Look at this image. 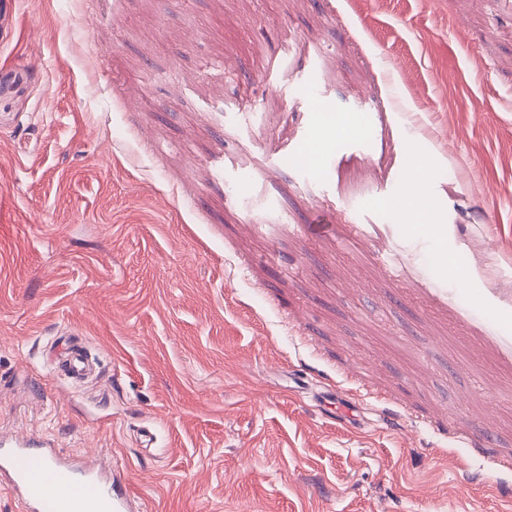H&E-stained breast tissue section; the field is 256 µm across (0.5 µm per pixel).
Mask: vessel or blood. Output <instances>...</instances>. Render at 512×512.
Wrapping results in <instances>:
<instances>
[{"instance_id": "b4317fda", "label": "vessel or blood", "mask_w": 512, "mask_h": 512, "mask_svg": "<svg viewBox=\"0 0 512 512\" xmlns=\"http://www.w3.org/2000/svg\"><path fill=\"white\" fill-rule=\"evenodd\" d=\"M35 444L30 436L0 437V473L9 476L23 512H127L126 494L97 468L35 451Z\"/></svg>"}]
</instances>
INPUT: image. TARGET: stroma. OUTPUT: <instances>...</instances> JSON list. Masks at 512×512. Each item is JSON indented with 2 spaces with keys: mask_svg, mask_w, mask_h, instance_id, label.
Masks as SVG:
<instances>
[{
  "mask_svg": "<svg viewBox=\"0 0 512 512\" xmlns=\"http://www.w3.org/2000/svg\"><path fill=\"white\" fill-rule=\"evenodd\" d=\"M307 77L366 146L302 169ZM1 434L133 512H512V0H0ZM400 214L410 225H425L433 234H438L435 213L430 210L422 209L417 199L413 198L400 207Z\"/></svg>",
  "mask_w": 512,
  "mask_h": 512,
  "instance_id": "obj_1",
  "label": "stroma"
}]
</instances>
